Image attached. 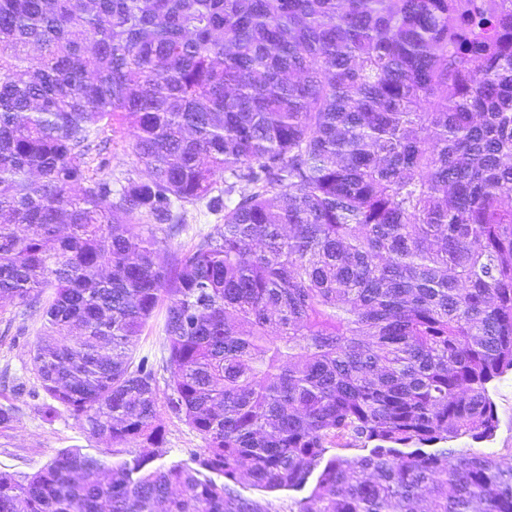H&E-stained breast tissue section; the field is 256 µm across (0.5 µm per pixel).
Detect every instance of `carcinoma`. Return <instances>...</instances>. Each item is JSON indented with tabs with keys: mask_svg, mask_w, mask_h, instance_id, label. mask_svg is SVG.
Instances as JSON below:
<instances>
[{
	"mask_svg": "<svg viewBox=\"0 0 512 512\" xmlns=\"http://www.w3.org/2000/svg\"><path fill=\"white\" fill-rule=\"evenodd\" d=\"M6 301L40 411L107 447L0 472V512H268L242 479L316 470L297 512H512V462L445 447L512 373V0H0ZM165 414L195 466H150ZM112 175V187L118 188L117 179L123 180L128 174L134 178H147V172L143 165L137 163L135 157L123 152L121 146L112 148V159L109 168L105 171ZM184 218V226L180 232L168 239L167 250L166 252L161 253L162 259H165L169 253L180 250L185 252L189 250L193 246L195 239L200 234L210 232L214 227V224L223 223V221L220 222L216 215L209 213L201 206H187Z\"/></svg>",
	"mask_w": 512,
	"mask_h": 512,
	"instance_id": "obj_1",
	"label": "carcinoma"
}]
</instances>
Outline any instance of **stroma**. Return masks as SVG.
<instances>
[{
    "instance_id": "stroma-1",
    "label": "stroma",
    "mask_w": 512,
    "mask_h": 512,
    "mask_svg": "<svg viewBox=\"0 0 512 512\" xmlns=\"http://www.w3.org/2000/svg\"><path fill=\"white\" fill-rule=\"evenodd\" d=\"M185 222L168 241V252L189 250L199 235L208 233L217 224L216 215L205 208L187 207ZM41 319L29 316L23 309L0 310V407L12 408L16 420L10 427H0V471L14 474L32 472L52 460L57 452L68 448L94 451L98 440L88 438L67 414L44 419L39 408L44 393L29 364V352L37 343ZM491 397L499 419L494 436L476 442L458 440V447L512 457V375L494 383ZM164 421V442L154 459V466L190 462L201 448V437L173 416Z\"/></svg>"
}]
</instances>
